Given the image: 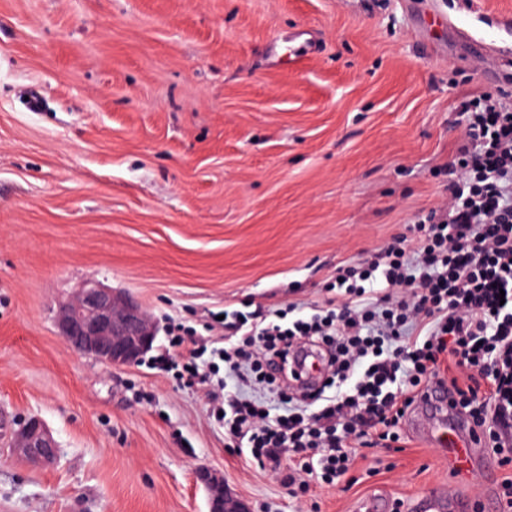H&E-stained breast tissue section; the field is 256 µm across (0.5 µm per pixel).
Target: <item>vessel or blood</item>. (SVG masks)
<instances>
[{
  "instance_id": "obj_1",
  "label": "vessel or blood",
  "mask_w": 512,
  "mask_h": 512,
  "mask_svg": "<svg viewBox=\"0 0 512 512\" xmlns=\"http://www.w3.org/2000/svg\"><path fill=\"white\" fill-rule=\"evenodd\" d=\"M410 11L423 20L419 36L437 53L447 50L445 41L437 39L448 20L434 10L424 8L421 0H406ZM410 429L417 437L438 448L449 466L459 473L475 468L486 471L485 491L475 497L454 489L432 488L419 493L410 505V512H500L495 494V473L489 470L487 457L475 443L467 421L450 406L446 392L432 388L421 398L410 417Z\"/></svg>"
}]
</instances>
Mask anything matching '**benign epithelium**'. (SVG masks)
<instances>
[{
	"instance_id": "1",
	"label": "benign epithelium",
	"mask_w": 512,
	"mask_h": 512,
	"mask_svg": "<svg viewBox=\"0 0 512 512\" xmlns=\"http://www.w3.org/2000/svg\"><path fill=\"white\" fill-rule=\"evenodd\" d=\"M59 335L76 352L115 366L138 363L152 348L158 327L151 316L123 290L98 281L83 285L59 304ZM14 451L34 466L57 458V443L38 417L24 420L15 434ZM208 491L210 512H247L245 504L224 490L223 480L208 469L196 472Z\"/></svg>"
}]
</instances>
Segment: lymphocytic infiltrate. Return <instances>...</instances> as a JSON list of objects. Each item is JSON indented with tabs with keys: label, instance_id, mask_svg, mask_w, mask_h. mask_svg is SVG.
<instances>
[{
	"label": "lymphocytic infiltrate",
	"instance_id": "lymphocytic-infiltrate-1",
	"mask_svg": "<svg viewBox=\"0 0 512 512\" xmlns=\"http://www.w3.org/2000/svg\"><path fill=\"white\" fill-rule=\"evenodd\" d=\"M466 142L450 162L445 213L430 211L399 238L337 269L336 295L296 316L232 311L223 345L183 323L168 351L183 384L236 392L214 406L239 454L271 465L289 490L309 477L332 485L355 448H388L431 382L445 385L493 451L512 447V107L486 95L466 102ZM328 355L315 393L287 385L292 349Z\"/></svg>",
	"mask_w": 512,
	"mask_h": 512
}]
</instances>
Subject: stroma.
Masks as SVG:
<instances>
[{
	"label": "stroma",
	"instance_id": "1",
	"mask_svg": "<svg viewBox=\"0 0 512 512\" xmlns=\"http://www.w3.org/2000/svg\"><path fill=\"white\" fill-rule=\"evenodd\" d=\"M512 50V0H436ZM402 0H0V512H208L195 471L250 512H356L384 491L483 493L436 449L360 448L301 498L239 456L207 388L74 351L60 302L123 289L157 322L324 302L337 267L445 206L462 104L512 106V68L433 55ZM316 52L288 57V37ZM58 446L29 467L24 418ZM14 451L34 466L52 464L57 458V443L47 425L38 417L24 420L15 434Z\"/></svg>",
	"mask_w": 512,
	"mask_h": 512
}]
</instances>
